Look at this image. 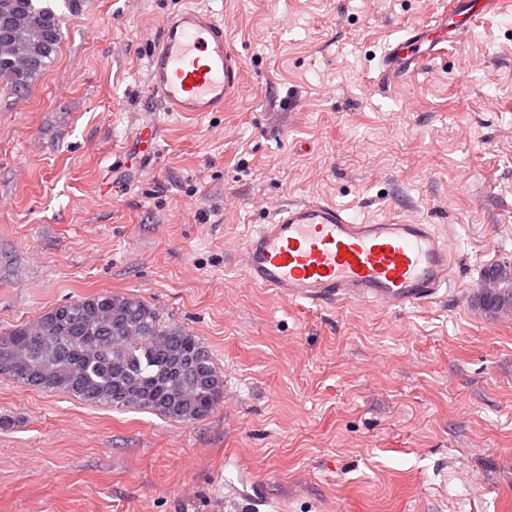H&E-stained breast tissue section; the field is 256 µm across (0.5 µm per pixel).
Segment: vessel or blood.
<instances>
[{
    "label": "vessel or blood",
    "mask_w": 512,
    "mask_h": 512,
    "mask_svg": "<svg viewBox=\"0 0 512 512\" xmlns=\"http://www.w3.org/2000/svg\"><path fill=\"white\" fill-rule=\"evenodd\" d=\"M466 12L413 26L390 45L385 78L412 73L439 45L464 33ZM148 91L169 112H221L237 96L244 63L211 10L166 20L148 57ZM453 243L435 225L370 224L318 199L275 207L249 234L242 265L254 286L311 305L364 302L402 310L439 299L453 276Z\"/></svg>",
    "instance_id": "vessel-or-blood-1"
}]
</instances>
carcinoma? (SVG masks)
Masks as SVG:
<instances>
[{"label": "carcinoma", "instance_id": "1", "mask_svg": "<svg viewBox=\"0 0 512 512\" xmlns=\"http://www.w3.org/2000/svg\"><path fill=\"white\" fill-rule=\"evenodd\" d=\"M52 2L0 0V42L27 56L21 65L0 51V86L18 97L57 54L62 18ZM478 301L488 310L511 307L512 269H488ZM3 374L89 404L145 408L187 423L224 399V376L198 337L140 298L109 291L59 304L32 325L1 333Z\"/></svg>", "mask_w": 512, "mask_h": 512}]
</instances>
